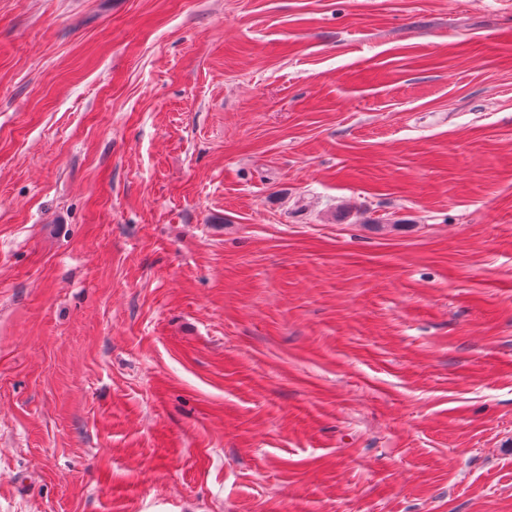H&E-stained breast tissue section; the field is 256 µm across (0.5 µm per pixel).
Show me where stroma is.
<instances>
[{
    "mask_svg": "<svg viewBox=\"0 0 512 512\" xmlns=\"http://www.w3.org/2000/svg\"><path fill=\"white\" fill-rule=\"evenodd\" d=\"M512 0H0V512H512Z\"/></svg>",
    "mask_w": 512,
    "mask_h": 512,
    "instance_id": "stroma-1",
    "label": "stroma"
}]
</instances>
